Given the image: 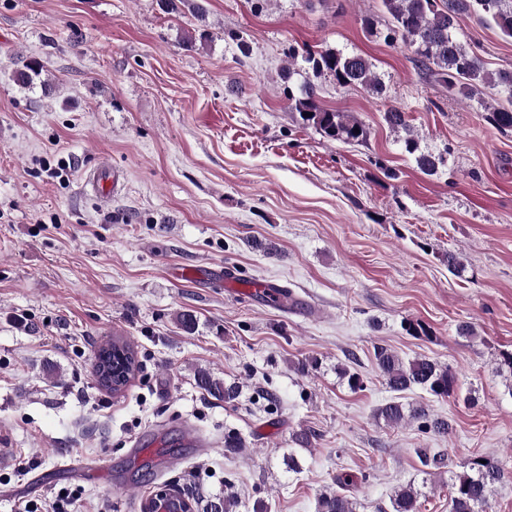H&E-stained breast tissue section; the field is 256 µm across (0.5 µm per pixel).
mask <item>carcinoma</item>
<instances>
[{
	"mask_svg": "<svg viewBox=\"0 0 512 512\" xmlns=\"http://www.w3.org/2000/svg\"><path fill=\"white\" fill-rule=\"evenodd\" d=\"M390 16L385 42H401L412 49L414 61L448 91L471 99L488 86L507 94L508 104L489 105L492 120L501 130H512V70L490 72L483 60L456 39L454 30L464 17L476 16L492 22L507 37L512 38V0H381ZM293 61L300 59L311 69L313 77L330 74L338 85L360 86L381 95L383 82L373 64L356 53L315 50L304 46L302 52H288ZM36 62L30 61L15 73V82L32 87L39 78ZM291 111L301 115L306 124L318 127L326 137L344 142H357L364 136L362 125L346 112H336L320 105L316 85L308 83L302 96L288 97ZM409 151L415 154L418 168L431 175L444 162L443 156L432 152H417L414 140H408ZM378 369L390 389L404 391L419 386L437 398L453 393L456 378L446 366L428 358L404 360L383 346L375 347ZM199 381L213 394L229 403L236 398V389L203 374ZM387 424L398 425L410 417L419 422L424 433L446 434L450 423L433 418L424 408L406 412L404 404L389 402L378 411ZM471 472L457 476L450 492V512H486L489 494L505 475L500 465L490 459L476 457L469 462ZM352 477L341 474L336 478L338 490L325 494L319 501V512H354L346 495ZM420 492L412 486L402 487L391 498L392 512H418Z\"/></svg>",
	"mask_w": 512,
	"mask_h": 512,
	"instance_id": "obj_1",
	"label": "carcinoma"
}]
</instances>
